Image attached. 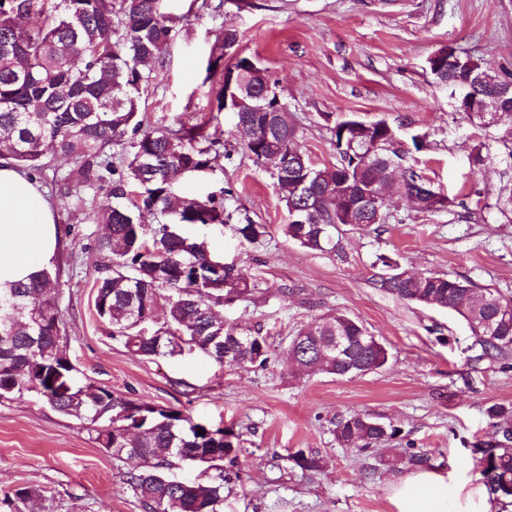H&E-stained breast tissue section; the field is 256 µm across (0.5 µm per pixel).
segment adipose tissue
<instances>
[{"instance_id": "adipose-tissue-1", "label": "adipose tissue", "mask_w": 512, "mask_h": 512, "mask_svg": "<svg viewBox=\"0 0 512 512\" xmlns=\"http://www.w3.org/2000/svg\"><path fill=\"white\" fill-rule=\"evenodd\" d=\"M58 249L56 211L37 182L0 157V289L48 267ZM476 493L451 475L418 471L393 496L397 512H489Z\"/></svg>"}]
</instances>
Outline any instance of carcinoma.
<instances>
[{"label":"carcinoma","mask_w":512,"mask_h":512,"mask_svg":"<svg viewBox=\"0 0 512 512\" xmlns=\"http://www.w3.org/2000/svg\"><path fill=\"white\" fill-rule=\"evenodd\" d=\"M166 0H0V149L3 157L30 176L45 177L52 168L47 149L74 160L62 194L107 184L102 207L108 233L101 243L107 262L96 281L95 311L110 338L134 355L155 359L198 353L219 367H262L269 358L267 338L226 323L214 309L245 298L254 290L250 278L224 267L205 238L189 236L187 225L228 226L243 242L263 239L267 225L233 208L236 190L226 183L219 192L180 197L176 177L203 175L219 157L232 160L212 114L187 126L151 129L139 119L141 98L154 80L146 63L164 57L176 32L168 25ZM238 42L233 29L212 46L206 80L218 79L216 110L234 116L235 132L252 161L273 167V179L285 202L286 236L309 251L336 248L333 234L344 223L336 197L362 198L365 188L389 194L393 176L420 211L434 213L436 192L417 169L383 120L346 115L330 128L340 162L314 165L297 144L288 105L261 109L267 84L279 79L257 59L226 62ZM437 85L458 98L455 110L483 103L512 118V72L495 69L456 47L427 60ZM131 135L121 167L112 165V146ZM380 213L357 211L359 224L380 226ZM149 212L157 223L146 224ZM398 299L457 313L481 348L479 358L505 359L512 353V298L463 276L425 273L385 287ZM58 274L47 267L27 283L0 290V400L34 392L54 411L88 425L100 447L124 449L140 470L122 476L145 512H224V482L179 481L171 470L194 458L207 471L226 461L235 465L238 443L232 431L197 422L183 411L132 399L82 381L67 351V331L60 306ZM165 321L157 325L158 310ZM348 338L341 361L330 345ZM366 330L338 313L299 330L285 352L299 374L358 376L387 363L385 351L365 346ZM491 439L472 449L473 472L500 506L512 507V408L493 406ZM397 429L360 413L336 423V439L369 448ZM305 471L319 469V459L303 450L288 456ZM40 498L33 487L4 493L10 512H28Z\"/></svg>","instance_id":"cac0c4a2"}]
</instances>
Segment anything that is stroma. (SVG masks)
<instances>
[{
	"mask_svg": "<svg viewBox=\"0 0 512 512\" xmlns=\"http://www.w3.org/2000/svg\"><path fill=\"white\" fill-rule=\"evenodd\" d=\"M252 2L240 10L234 0H170L176 36L152 64L155 79L141 105L146 124L161 128L209 113L217 87L205 79L206 59L231 28L239 56L259 60L279 78L299 144L317 165L338 159L331 119H383L403 143L425 136L426 149L412 158L450 206L424 213L397 196L381 228L337 225L335 250L312 252L284 235L287 212L271 172L243 148L208 174L179 178L180 196L234 184L236 206L268 227L258 244L240 242L227 227L190 230L256 285L246 299L221 308L225 321L260 331L270 344L265 366L219 367L200 354L144 359L109 337L94 311L104 192L84 190L81 209L51 194L70 358L79 377L98 386L233 428L239 478L224 489V512H396L393 487L412 473L414 452L428 454L429 469L481 489L471 450L491 437L488 409L512 408V356L479 359L462 318L399 300L374 281L388 258L402 271L464 276L512 296V212L496 206L512 189L508 150L494 129L453 110L426 64L453 45L512 69V0H408L395 8L376 0ZM481 143L489 144L490 159L477 170L469 155ZM338 311L385 345L387 365L355 377L293 375L283 361L291 339ZM353 412L397 427V436L372 450L338 442L336 423ZM300 449L319 456L318 471L289 461ZM137 468L36 394L0 401V494L37 488L42 512H144L121 482Z\"/></svg>",
	"mask_w": 512,
	"mask_h": 512,
	"instance_id": "35a3bbf8",
	"label": "stroma"
}]
</instances>
